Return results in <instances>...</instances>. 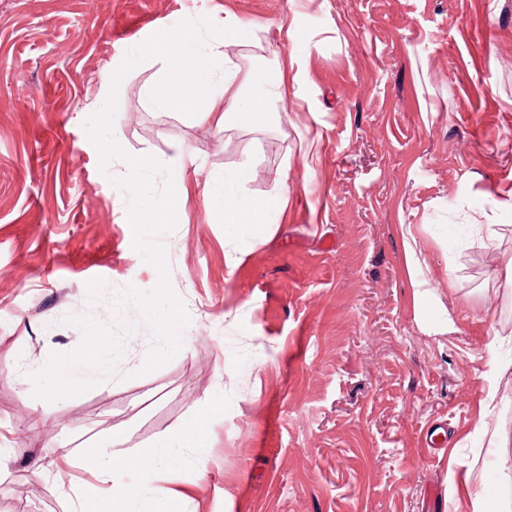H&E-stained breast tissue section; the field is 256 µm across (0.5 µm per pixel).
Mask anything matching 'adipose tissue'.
Returning <instances> with one entry per match:
<instances>
[{"label": "adipose tissue", "mask_w": 512, "mask_h": 512, "mask_svg": "<svg viewBox=\"0 0 512 512\" xmlns=\"http://www.w3.org/2000/svg\"><path fill=\"white\" fill-rule=\"evenodd\" d=\"M224 42L216 36L202 38L189 27L156 32L141 46L143 54L163 63L166 75L160 82L149 86L145 95L159 110H180L197 118L219 116L221 121L231 119L256 121L267 110L270 100L283 99L281 84L267 82L259 74H252L250 83L254 89L249 99L235 94L238 68L234 65L215 70L213 60L223 58ZM170 167L174 174L168 196L161 209L146 213V221L163 224L179 204L183 189L182 177L194 162L192 154L181 144H174ZM203 195L213 211L222 214L225 223H265L268 214L281 210L283 195H272L243 203L228 202L223 189L204 185ZM223 411V403L210 400L185 427L166 432L158 448L135 457L117 456L114 448L122 442L121 434H113L106 443H95L84 452L101 476H109L112 468L132 466L144 470L167 472L179 462L177 448L190 443L192 437L204 430L210 420Z\"/></svg>", "instance_id": "ef3b65f1"}]
</instances>
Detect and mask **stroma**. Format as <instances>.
<instances>
[{
    "label": "stroma",
    "instance_id": "obj_1",
    "mask_svg": "<svg viewBox=\"0 0 512 512\" xmlns=\"http://www.w3.org/2000/svg\"><path fill=\"white\" fill-rule=\"evenodd\" d=\"M190 23L243 96L260 70L284 100L223 127L150 105L165 71L139 46ZM116 141L151 163L138 193ZM176 142L198 172L170 223H138ZM206 183L286 205L230 230ZM511 192L512 0H0V512L105 498L86 446L146 453L215 396L173 473L116 469L134 512L512 500L487 479L512 466Z\"/></svg>",
    "mask_w": 512,
    "mask_h": 512
}]
</instances>
